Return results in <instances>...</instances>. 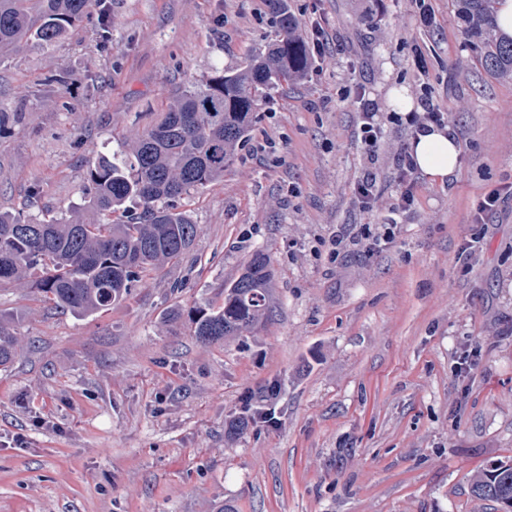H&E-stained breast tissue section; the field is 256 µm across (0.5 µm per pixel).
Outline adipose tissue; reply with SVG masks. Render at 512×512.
<instances>
[{"label": "adipose tissue", "mask_w": 512, "mask_h": 512, "mask_svg": "<svg viewBox=\"0 0 512 512\" xmlns=\"http://www.w3.org/2000/svg\"><path fill=\"white\" fill-rule=\"evenodd\" d=\"M408 151L430 183L443 185L459 168V143L451 126H435L412 137Z\"/></svg>", "instance_id": "ef3b65f1"}]
</instances>
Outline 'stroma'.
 Masks as SVG:
<instances>
[{"instance_id": "35a3bbf8", "label": "stroma", "mask_w": 512, "mask_h": 512, "mask_svg": "<svg viewBox=\"0 0 512 512\" xmlns=\"http://www.w3.org/2000/svg\"><path fill=\"white\" fill-rule=\"evenodd\" d=\"M289 5L302 35L323 26L321 50L260 100L223 181L184 200L188 255L98 315L0 288L21 341L0 371V512H497L469 479L512 461V199L469 260L459 248L484 195L512 184V81L477 64L452 0H426L429 25L416 0ZM273 37L266 0H95L61 40L0 55V209L68 217L100 155ZM400 86L443 112L461 153L454 180L418 178L396 215ZM367 173L370 212L353 191ZM362 224L395 236L331 260L334 232ZM257 251L274 278L256 331L203 344L168 322L222 300ZM365 105V104H364ZM368 105H365L364 112L361 114V143L364 149L371 155L374 153L379 140L381 126L378 122L377 112H368Z\"/></svg>"}]
</instances>
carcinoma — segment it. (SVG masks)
Segmentation results:
<instances>
[{"label":"carcinoma","mask_w":512,"mask_h":512,"mask_svg":"<svg viewBox=\"0 0 512 512\" xmlns=\"http://www.w3.org/2000/svg\"><path fill=\"white\" fill-rule=\"evenodd\" d=\"M93 0H0V53L36 39L59 40ZM276 39L235 71H222L184 91L150 129L101 155L88 172L83 203L68 219H23L0 212V287L24 284L60 313L92 315L132 294L143 278L190 252L200 231L180 200L224 179L268 91L306 76L312 49L288 0H269ZM475 41L477 62L512 79V39L494 37L495 0H453ZM273 271L260 252L224 288L169 320L183 319L201 343L256 330L272 312ZM18 338L0 319V368L16 358ZM479 500L512 498V462L471 479Z\"/></svg>","instance_id":"obj_1"}]
</instances>
